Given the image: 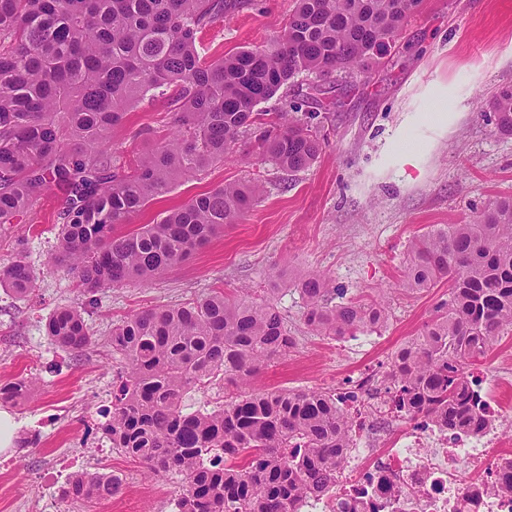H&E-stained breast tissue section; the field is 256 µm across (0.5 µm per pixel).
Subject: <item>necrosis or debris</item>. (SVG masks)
<instances>
[{
    "mask_svg": "<svg viewBox=\"0 0 512 512\" xmlns=\"http://www.w3.org/2000/svg\"><path fill=\"white\" fill-rule=\"evenodd\" d=\"M352 384L340 402L352 432L336 483L326 496L299 501L295 512H512V496L494 489L512 469L498 409L486 406L477 430H451L401 416L371 371Z\"/></svg>",
    "mask_w": 512,
    "mask_h": 512,
    "instance_id": "necrosis-or-debris-1",
    "label": "necrosis or debris"
}]
</instances>
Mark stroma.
I'll return each mask as SVG.
<instances>
[{"label": "stroma", "mask_w": 512, "mask_h": 512, "mask_svg": "<svg viewBox=\"0 0 512 512\" xmlns=\"http://www.w3.org/2000/svg\"><path fill=\"white\" fill-rule=\"evenodd\" d=\"M293 0H250L198 35L211 58L240 47L261 48L282 30ZM512 85V0H423L385 62L369 72H337L324 82L299 75L258 106L286 112L293 103L312 113L326 139L309 169L285 173L260 161L248 134L224 162L182 179L131 220L159 221L169 208L217 185L261 180V197L238 224L183 264L150 281H130L97 295L86 320L95 341L78 354L45 333L59 307L83 302L66 269L53 266L57 216L64 198L44 190L28 223L0 239V263L23 255L38 279L32 294L0 290V385L34 382L35 394L17 405L0 400L16 423L14 445L0 467V512H45L57 500L52 474L72 446L112 407V384L123 367L109 344L113 325L147 307L195 301L215 291L251 290L273 300L294 346L263 368L259 390L342 391L364 369L384 376L396 353L418 336L448 290L407 291L399 279L408 245L432 224L470 220L492 199L512 195V135L478 115L479 103ZM447 113L444 122L432 120ZM171 127L163 99L129 112L112 133L121 160L159 143ZM323 271L345 300L372 299L389 290L391 313L362 343L313 335L295 290L304 273ZM482 391L501 408L512 444V335L493 346L481 366ZM88 473H113L121 491L105 502H58L60 512H174L182 492L177 474L157 479L114 451L86 448Z\"/></svg>", "instance_id": "35a3bbf8"}]
</instances>
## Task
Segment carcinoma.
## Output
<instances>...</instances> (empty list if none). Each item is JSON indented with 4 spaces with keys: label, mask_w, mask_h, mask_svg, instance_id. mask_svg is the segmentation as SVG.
<instances>
[{
    "label": "carcinoma",
    "mask_w": 512,
    "mask_h": 512,
    "mask_svg": "<svg viewBox=\"0 0 512 512\" xmlns=\"http://www.w3.org/2000/svg\"><path fill=\"white\" fill-rule=\"evenodd\" d=\"M422 0H295L288 25L266 48L210 60L197 34L243 0H0V238L12 233L53 186L65 206L52 262L88 303L105 288L148 281L182 263L235 224L261 185L228 183L175 207L155 224L119 228L179 180L224 161L239 137L263 125L258 153L278 169L310 168L325 145L290 112H257L300 74L367 71L381 63ZM167 96L174 132L125 167L110 137L144 97ZM495 126L512 135V86L489 102ZM479 107V112H484ZM37 275L22 254L0 264V288L27 296ZM448 284L419 336L386 378L409 414L475 429L469 386L488 351L512 333V196L465 224H433L415 237L403 270L408 290ZM315 336L373 331L384 301L334 302L328 277L297 283ZM60 348L94 342L84 309L58 308L46 322ZM124 372L101 424L112 448L155 476L182 477L178 512H293L336 481L350 422L325 390L246 392L259 371L288 355L278 306L248 292H214L139 311L112 328ZM236 391L212 411L184 412L191 388L215 380ZM122 488L112 473L77 474L60 490L73 502L105 501Z\"/></svg>",
    "instance_id": "obj_1"
}]
</instances>
